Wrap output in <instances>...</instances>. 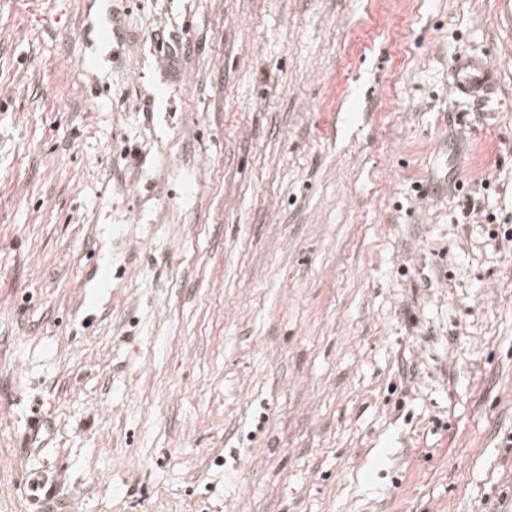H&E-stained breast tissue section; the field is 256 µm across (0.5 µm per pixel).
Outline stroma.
I'll use <instances>...</instances> for the list:
<instances>
[{
    "mask_svg": "<svg viewBox=\"0 0 512 512\" xmlns=\"http://www.w3.org/2000/svg\"><path fill=\"white\" fill-rule=\"evenodd\" d=\"M511 436L512 0H0V512H512ZM495 85L489 63L480 57L463 54L453 66V87L464 96L477 95Z\"/></svg>",
    "mask_w": 512,
    "mask_h": 512,
    "instance_id": "obj_1",
    "label": "stroma"
}]
</instances>
